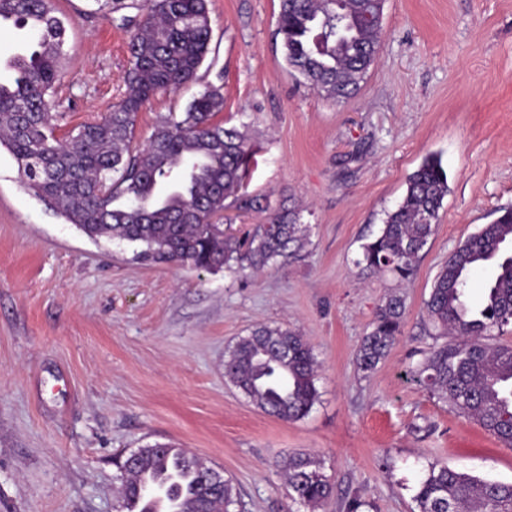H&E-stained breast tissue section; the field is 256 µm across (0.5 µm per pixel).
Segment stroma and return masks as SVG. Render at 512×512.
<instances>
[{
	"label": "stroma",
	"instance_id": "stroma-1",
	"mask_svg": "<svg viewBox=\"0 0 512 512\" xmlns=\"http://www.w3.org/2000/svg\"><path fill=\"white\" fill-rule=\"evenodd\" d=\"M68 28L56 99L65 138L125 91L126 31L112 0H54ZM280 0H211L196 81L138 114L134 147L160 118L221 85L218 122L254 151L243 189L269 210L228 208L234 233L297 209L309 242L263 272L196 271L90 239L28 190L0 147V512H118L115 457L169 443L223 472L237 512H307L278 474L318 457L334 483L319 512H418L444 463L512 483V448L410 373L434 342L424 302L448 256L512 208V0H386L379 54L359 93L336 102L286 66ZM448 193L403 288L402 334L372 372L356 351L390 275H359L361 246L402 201L425 158ZM310 340L319 396L295 421L270 416L224 379V353L257 325Z\"/></svg>",
	"mask_w": 512,
	"mask_h": 512
}]
</instances>
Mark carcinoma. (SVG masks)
I'll use <instances>...</instances> for the list:
<instances>
[{
  "label": "carcinoma",
  "mask_w": 512,
  "mask_h": 512,
  "mask_svg": "<svg viewBox=\"0 0 512 512\" xmlns=\"http://www.w3.org/2000/svg\"><path fill=\"white\" fill-rule=\"evenodd\" d=\"M210 0H141L134 16L119 17L129 32V67L121 103L100 121L61 141L58 82L67 27L50 0H0V23L28 28L35 42L14 57V77L0 81V146L13 156L28 188L50 200L91 239L107 237L140 248L136 257L214 271L257 270L300 252L306 229L292 210L276 213L242 238L224 234L213 218L235 197L252 157L246 132L215 121L224 108L222 87L209 84L179 113L154 127L147 146L131 149L136 116L160 92L196 79L211 39ZM384 0H280L277 34L289 68L338 101L356 94L380 47ZM349 33L336 39V13ZM448 194L441 161L428 157L407 182L402 203L386 214L376 236L361 246L362 273H389L398 284L413 279L419 255L433 234ZM491 267L483 302L466 304L469 273ZM425 310L434 327L456 336L429 348L412 370L419 382L459 415L512 447V346L488 343L512 325V209L482 225L451 254L435 276ZM402 295L380 305L357 353L358 367L373 371L401 336ZM318 362L306 337L279 326L257 325L227 349L224 377L258 408L284 421L308 414L318 397ZM195 478L194 498L183 512H233L228 479L174 449ZM122 512H158L136 473L162 471L160 445L139 448L116 462ZM292 498L314 510L333 492L321 462L295 454L280 465ZM418 512H512V484L484 480L433 464L414 496Z\"/></svg>",
  "instance_id": "cac0c4a2"
}]
</instances>
